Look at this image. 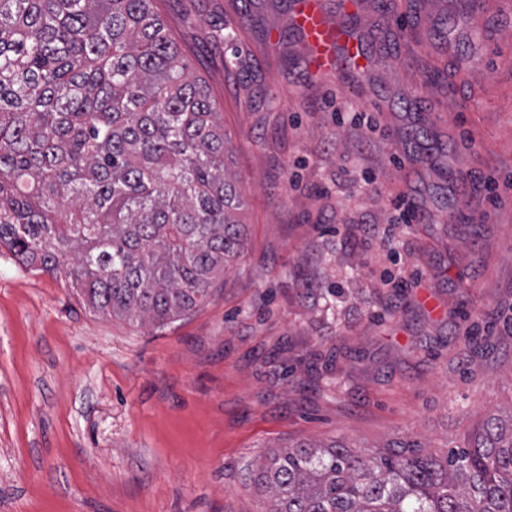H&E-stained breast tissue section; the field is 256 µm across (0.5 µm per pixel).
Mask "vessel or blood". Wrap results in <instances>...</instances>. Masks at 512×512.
Here are the masks:
<instances>
[{
  "instance_id": "1",
  "label": "vessel or blood",
  "mask_w": 512,
  "mask_h": 512,
  "mask_svg": "<svg viewBox=\"0 0 512 512\" xmlns=\"http://www.w3.org/2000/svg\"><path fill=\"white\" fill-rule=\"evenodd\" d=\"M292 25L302 38L315 76L326 78L342 64L343 57H356L349 28L331 20L325 0H292Z\"/></svg>"
}]
</instances>
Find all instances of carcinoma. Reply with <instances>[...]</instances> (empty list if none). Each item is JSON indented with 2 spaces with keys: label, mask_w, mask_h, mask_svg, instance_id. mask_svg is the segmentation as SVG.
Masks as SVG:
<instances>
[{
  "label": "carcinoma",
  "mask_w": 512,
  "mask_h": 512,
  "mask_svg": "<svg viewBox=\"0 0 512 512\" xmlns=\"http://www.w3.org/2000/svg\"><path fill=\"white\" fill-rule=\"evenodd\" d=\"M224 124L154 0H0V249L92 312L163 327L245 249ZM298 441L268 512H512V414L459 445Z\"/></svg>",
  "instance_id": "carcinoma-1"
}]
</instances>
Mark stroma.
I'll list each match as a JSON object with an SVG mask.
<instances>
[{
  "label": "stroma",
  "instance_id": "obj_1",
  "mask_svg": "<svg viewBox=\"0 0 512 512\" xmlns=\"http://www.w3.org/2000/svg\"><path fill=\"white\" fill-rule=\"evenodd\" d=\"M289 2L155 0L245 200L206 306L105 318L0 252V512H266L295 441L441 452L512 410V0H365L328 80Z\"/></svg>",
  "mask_w": 512,
  "mask_h": 512
}]
</instances>
